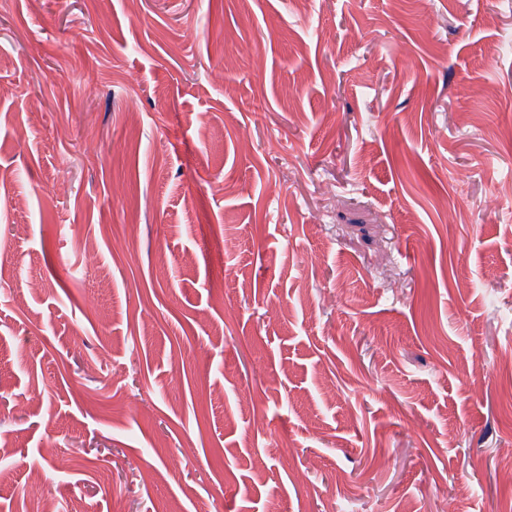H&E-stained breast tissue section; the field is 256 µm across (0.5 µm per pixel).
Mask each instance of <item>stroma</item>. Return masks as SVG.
<instances>
[{"label": "stroma", "instance_id": "35a3bbf8", "mask_svg": "<svg viewBox=\"0 0 512 512\" xmlns=\"http://www.w3.org/2000/svg\"><path fill=\"white\" fill-rule=\"evenodd\" d=\"M511 132L501 0H0V512H512Z\"/></svg>", "mask_w": 512, "mask_h": 512}]
</instances>
